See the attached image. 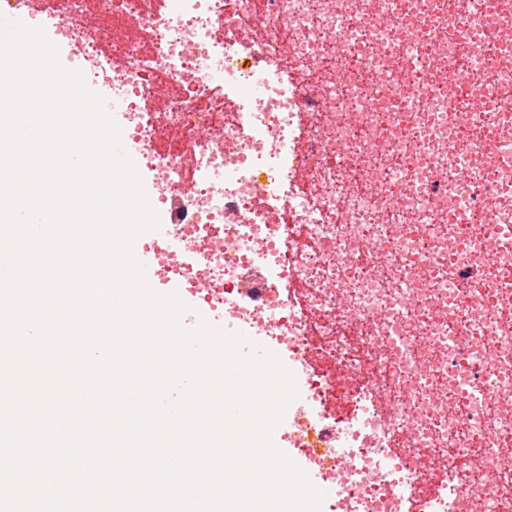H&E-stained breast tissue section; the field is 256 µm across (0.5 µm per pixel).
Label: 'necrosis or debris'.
<instances>
[{"mask_svg":"<svg viewBox=\"0 0 512 512\" xmlns=\"http://www.w3.org/2000/svg\"><path fill=\"white\" fill-rule=\"evenodd\" d=\"M479 9L481 53L458 24ZM49 20L173 226L157 276L267 337L325 512H512V0H0Z\"/></svg>","mask_w":512,"mask_h":512,"instance_id":"4bbe7bcc","label":"necrosis or debris"}]
</instances>
